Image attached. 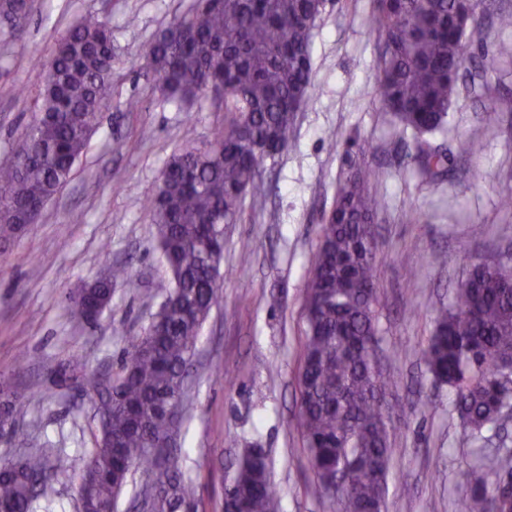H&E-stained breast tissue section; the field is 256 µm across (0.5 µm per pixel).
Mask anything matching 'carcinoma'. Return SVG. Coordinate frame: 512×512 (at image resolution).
Here are the masks:
<instances>
[{
  "instance_id": "1",
  "label": "carcinoma",
  "mask_w": 512,
  "mask_h": 512,
  "mask_svg": "<svg viewBox=\"0 0 512 512\" xmlns=\"http://www.w3.org/2000/svg\"><path fill=\"white\" fill-rule=\"evenodd\" d=\"M323 12L321 0H197L190 16L174 19L145 49L173 100L224 85V130L209 143L185 144L163 169L153 209L171 286L106 392L107 430L78 462L52 448L1 460L0 512H32L37 499H52L55 477L69 469L82 512H115L134 469L152 474L147 512H179L195 501L176 462L157 470L153 449L180 436L200 329L222 299L224 225L239 220L247 196L263 193L262 165L286 146L296 112L313 94L310 36ZM489 16L512 28V12L497 11L496 0H374L377 107L412 132L411 159L426 177L448 172L447 149L427 135L445 131L461 95L486 91L495 58L512 57V43H501L465 68L466 49L482 42ZM0 18L23 31L27 0H0ZM113 60L104 17H83L58 41L38 119L15 149L26 166L0 163V239L37 223L67 184L107 107ZM374 177L356 164L339 180L304 290L299 424L315 475L311 493L338 500L342 512H382L389 490L383 396L397 381L376 364L373 224L382 202L371 191ZM128 275L114 266L68 302L85 319ZM423 358L434 381L453 392L466 427L479 433L499 423L512 402V267L469 265L451 303L436 310ZM463 483L467 512H512V456L483 453ZM223 510L279 512L266 449H243Z\"/></svg>"
}]
</instances>
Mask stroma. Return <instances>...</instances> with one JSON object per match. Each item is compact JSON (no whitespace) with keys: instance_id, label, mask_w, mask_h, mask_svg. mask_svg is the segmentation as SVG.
Here are the masks:
<instances>
[{"instance_id":"35a3bbf8","label":"stroma","mask_w":512,"mask_h":512,"mask_svg":"<svg viewBox=\"0 0 512 512\" xmlns=\"http://www.w3.org/2000/svg\"><path fill=\"white\" fill-rule=\"evenodd\" d=\"M194 5L34 0L21 34L0 21V162L33 119L56 43L79 19L108 18L115 50L112 94L86 155L39 223L0 240V386L19 394L14 417L25 434L0 438L2 460L24 457L34 442L90 455L101 398L83 375L116 377L170 286L151 202L171 155L185 141L213 140L224 115L207 93L172 100L144 50ZM372 5L330 0L311 37L316 91L288 145L265 163L264 193L246 199L238 222L225 228L223 298L201 329L187 423L172 450L196 487L197 512H223L224 483L255 441L270 452L280 512H341L310 493L297 400L304 288L351 144L367 146L364 160L383 201L374 217L375 315L381 366L397 380L384 398L393 450L386 512H465L464 472L486 449L512 452V418L471 435L422 356L435 310L469 261L512 264V209L501 206L512 196V57L491 71L489 96H464L452 107L443 139L448 174L423 178L406 165L410 135L375 106ZM488 112L497 122L486 124ZM114 264L130 277L113 283L108 309L86 322L66 296ZM217 365L231 381L214 375Z\"/></svg>"}]
</instances>
